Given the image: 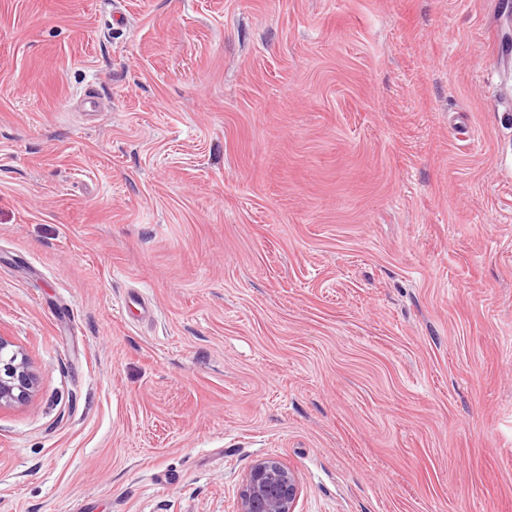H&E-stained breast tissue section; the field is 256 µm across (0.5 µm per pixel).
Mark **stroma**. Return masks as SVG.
I'll return each mask as SVG.
<instances>
[{
	"label": "stroma",
	"instance_id": "stroma-1",
	"mask_svg": "<svg viewBox=\"0 0 512 512\" xmlns=\"http://www.w3.org/2000/svg\"><path fill=\"white\" fill-rule=\"evenodd\" d=\"M512 0H0V512H512ZM0 336V407L27 401L36 384L29 362L20 351ZM299 482L295 473L275 458H260L243 479L237 512H295Z\"/></svg>",
	"mask_w": 512,
	"mask_h": 512
}]
</instances>
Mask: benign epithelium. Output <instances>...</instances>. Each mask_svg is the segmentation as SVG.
Listing matches in <instances>:
<instances>
[{"label": "benign epithelium", "mask_w": 512, "mask_h": 512, "mask_svg": "<svg viewBox=\"0 0 512 512\" xmlns=\"http://www.w3.org/2000/svg\"><path fill=\"white\" fill-rule=\"evenodd\" d=\"M36 384L29 362L0 336V406L27 401ZM299 482L275 458H260L243 479L237 512H295Z\"/></svg>", "instance_id": "benign-epithelium-1"}]
</instances>
